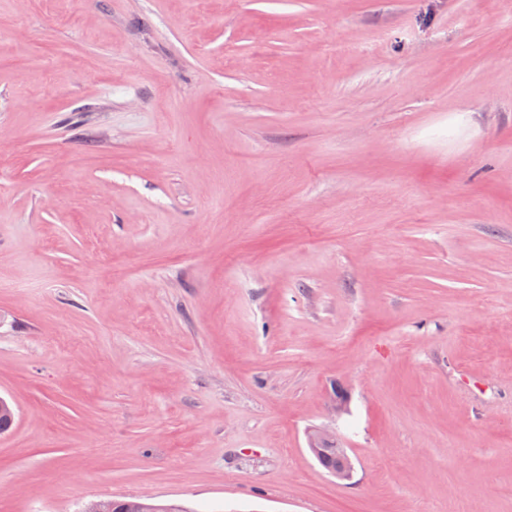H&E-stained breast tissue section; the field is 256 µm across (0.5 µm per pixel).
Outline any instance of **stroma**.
<instances>
[{"instance_id": "obj_1", "label": "stroma", "mask_w": 512, "mask_h": 512, "mask_svg": "<svg viewBox=\"0 0 512 512\" xmlns=\"http://www.w3.org/2000/svg\"><path fill=\"white\" fill-rule=\"evenodd\" d=\"M0 272V512H512V0H0ZM341 447L339 440L336 437V433L328 428H317L308 434V447L310 452L317 456L321 454L326 446ZM343 450V456L339 467L340 456L336 452V449L325 451L320 457L316 458L319 465L325 469L329 474H332L336 470L334 476L340 480H348L352 477L353 465L348 457L345 448ZM113 512H150L147 511V504L153 503L165 508L164 511L157 512H190V507L176 501H156L149 502L140 498L112 499ZM111 499H97L88 502L84 507V512H112Z\"/></svg>"}]
</instances>
